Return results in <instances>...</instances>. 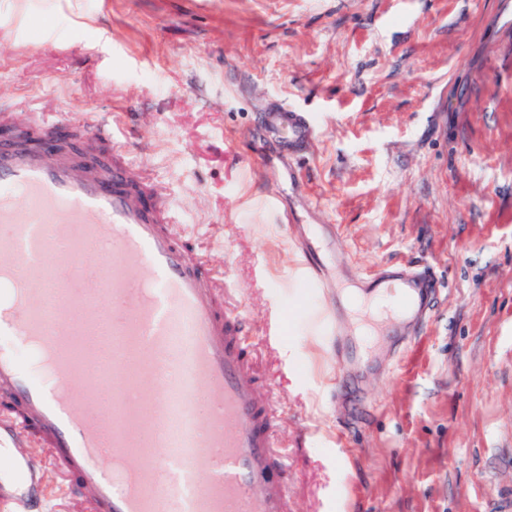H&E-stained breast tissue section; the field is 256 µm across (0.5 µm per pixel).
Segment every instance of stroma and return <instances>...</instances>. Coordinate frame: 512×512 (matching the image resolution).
Returning a JSON list of instances; mask_svg holds the SVG:
<instances>
[{"instance_id": "obj_1", "label": "stroma", "mask_w": 512, "mask_h": 512, "mask_svg": "<svg viewBox=\"0 0 512 512\" xmlns=\"http://www.w3.org/2000/svg\"><path fill=\"white\" fill-rule=\"evenodd\" d=\"M0 119L65 120L167 201L292 512L512 504V0H0ZM399 265L436 284L424 324L361 350L341 294ZM0 484V512H89L30 435L0 432ZM269 128L292 146H305L311 139L313 127L301 112L277 110L267 117Z\"/></svg>"}]
</instances>
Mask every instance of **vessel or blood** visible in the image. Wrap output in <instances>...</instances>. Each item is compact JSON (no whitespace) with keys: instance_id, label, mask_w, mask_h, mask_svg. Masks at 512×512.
<instances>
[{"instance_id":"1","label":"vessel or blood","mask_w":512,"mask_h":512,"mask_svg":"<svg viewBox=\"0 0 512 512\" xmlns=\"http://www.w3.org/2000/svg\"><path fill=\"white\" fill-rule=\"evenodd\" d=\"M267 123L294 146L312 137L300 112L273 111ZM84 167L0 147V224L14 229L0 239V332L48 362L38 371L0 351V391L21 407L20 420L0 416V430L34 432L93 512H288V480L270 453L274 412L248 377L217 284L131 193L130 170ZM93 245L109 261L90 283ZM95 379L111 380L109 399L89 393ZM202 380L201 420L190 390ZM198 472L208 481H194Z\"/></svg>"}]
</instances>
